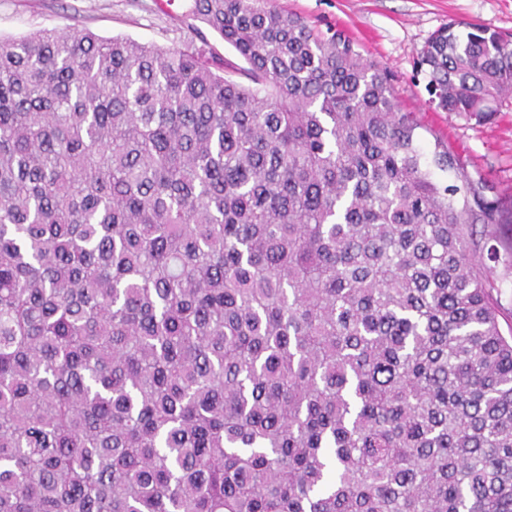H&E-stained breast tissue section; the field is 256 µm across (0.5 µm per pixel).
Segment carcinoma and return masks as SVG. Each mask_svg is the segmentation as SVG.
<instances>
[{
    "mask_svg": "<svg viewBox=\"0 0 512 512\" xmlns=\"http://www.w3.org/2000/svg\"><path fill=\"white\" fill-rule=\"evenodd\" d=\"M191 12L249 84L191 43L0 42V512H512V201L341 32ZM420 67L444 112L512 99L479 24ZM488 266H491V277L494 280L498 293L494 296L500 306L499 323L504 336H509L512 330V267L503 262L498 264L485 260Z\"/></svg>",
    "mask_w": 512,
    "mask_h": 512,
    "instance_id": "1",
    "label": "carcinoma"
}]
</instances>
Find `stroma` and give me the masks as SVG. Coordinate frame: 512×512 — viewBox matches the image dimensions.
<instances>
[{"mask_svg":"<svg viewBox=\"0 0 512 512\" xmlns=\"http://www.w3.org/2000/svg\"><path fill=\"white\" fill-rule=\"evenodd\" d=\"M286 12L319 30L342 31L361 53L391 75L404 111L422 125L425 147L448 144L472 176H481L495 194L512 197V112L492 118L445 112L429 101L427 80L417 62L431 38L451 22L480 24L512 37V0H275ZM190 0H0V39L30 32L91 31L99 37L132 38L160 48L190 42L206 55L242 68L236 51L212 31L197 35Z\"/></svg>","mask_w":512,"mask_h":512,"instance_id":"stroma-1","label":"stroma"}]
</instances>
